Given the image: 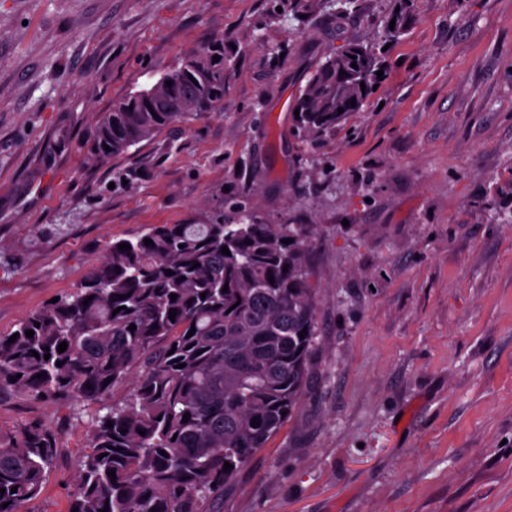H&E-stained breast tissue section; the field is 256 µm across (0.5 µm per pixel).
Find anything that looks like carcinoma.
<instances>
[{"label": "carcinoma", "mask_w": 512, "mask_h": 512, "mask_svg": "<svg viewBox=\"0 0 512 512\" xmlns=\"http://www.w3.org/2000/svg\"><path fill=\"white\" fill-rule=\"evenodd\" d=\"M203 51L195 68L165 74L171 86L129 94L117 111L103 113L91 153L108 159L152 140L190 116L181 108L189 92L203 101L197 112L218 111L224 48L212 43ZM381 69L361 44L327 56L296 99V133L310 140L334 134L373 93ZM314 234L312 224H269L244 205L202 224L154 225L134 240L111 242L79 288L0 335V392L95 404L131 385L128 397L106 405L92 425L68 512H204L221 499L224 486L292 417L306 386L315 344L316 288L307 259ZM287 238L292 242L283 243ZM59 445V433L42 426L0 433V512H22L40 495Z\"/></svg>", "instance_id": "carcinoma-1"}]
</instances>
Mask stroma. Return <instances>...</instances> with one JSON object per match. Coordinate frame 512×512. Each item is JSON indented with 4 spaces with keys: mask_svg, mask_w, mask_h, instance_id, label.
<instances>
[{
    "mask_svg": "<svg viewBox=\"0 0 512 512\" xmlns=\"http://www.w3.org/2000/svg\"><path fill=\"white\" fill-rule=\"evenodd\" d=\"M0 0V334L109 241L249 203L312 224L316 343L298 408L217 512H512V0ZM224 108L107 161L113 103L214 40ZM350 43L383 76L335 133L292 107ZM96 405L0 393L61 444L24 512H67Z\"/></svg>",
    "mask_w": 512,
    "mask_h": 512,
    "instance_id": "35a3bbf8",
    "label": "stroma"
}]
</instances>
